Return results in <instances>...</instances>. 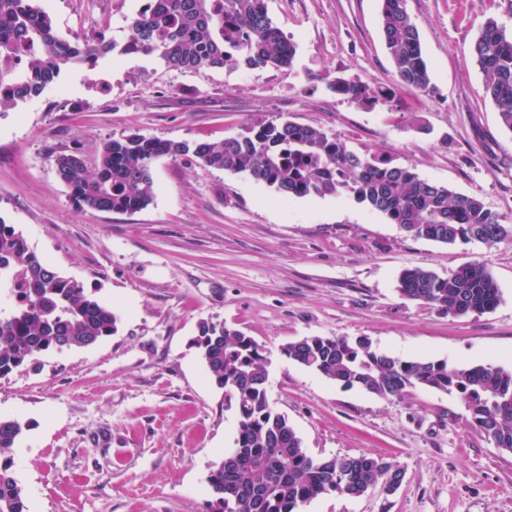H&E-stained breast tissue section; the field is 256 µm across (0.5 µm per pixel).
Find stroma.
<instances>
[{"label":"stroma","instance_id":"obj_1","mask_svg":"<svg viewBox=\"0 0 512 512\" xmlns=\"http://www.w3.org/2000/svg\"><path fill=\"white\" fill-rule=\"evenodd\" d=\"M34 3L65 39L120 43L138 0ZM404 4L430 74L423 92L395 85L381 0H265L296 46L290 67L180 71L109 56L0 111V219L120 316L97 344L0 378V415L27 425L14 470L30 512H209L208 476L234 446L237 417L192 345L206 319L266 349L270 401L312 455L374 454L404 471L395 493L325 495L302 512H512V451L477 431L457 396L412 389L385 400L280 353L308 336L365 337L393 356L511 369L512 240L417 239L352 194L286 199L190 154L154 163L147 208L88 211L53 169L58 154L91 162L131 134L219 142L289 120L478 196L512 225V131L473 56L487 18L512 34V0ZM339 76L394 95L353 104L331 91ZM473 262L497 282L494 309L454 316L398 291L403 269L445 276Z\"/></svg>","mask_w":512,"mask_h":512}]
</instances>
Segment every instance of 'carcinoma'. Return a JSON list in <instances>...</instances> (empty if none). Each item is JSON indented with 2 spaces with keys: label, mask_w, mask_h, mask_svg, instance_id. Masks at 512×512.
I'll list each match as a JSON object with an SVG mask.
<instances>
[{
  "label": "carcinoma",
  "mask_w": 512,
  "mask_h": 512,
  "mask_svg": "<svg viewBox=\"0 0 512 512\" xmlns=\"http://www.w3.org/2000/svg\"><path fill=\"white\" fill-rule=\"evenodd\" d=\"M382 30L397 86L428 89L430 76L419 31L404 0H382ZM133 47L177 70L203 65L256 70L291 65L295 46L269 16L264 0H153L152 12L131 24ZM129 50L103 37L70 41L32 0H0V109L41 95L72 65L93 64ZM484 89L502 124L512 130V38L492 18L474 44ZM336 94L373 107L393 91L338 77ZM193 154L199 164L244 174L284 197L353 194L415 238L443 244H495L512 237V226L475 196L420 178L380 155L347 149L320 129L291 121L267 122L248 134L191 145L133 134L103 144L94 166L77 153L58 154V179L84 208L134 213L155 197L152 167L162 157ZM14 296L0 307V377L59 347L82 348L117 332L119 315L85 288L67 280L30 250L26 239L0 218V284ZM400 294L455 316L491 310L499 288L480 262L446 276L408 268ZM193 345L224 401L237 412L234 448L211 471V512H300L329 493L352 498L376 485L393 492L402 470L379 456L319 459L303 447L288 418L268 397L269 360L252 337L222 322L204 320ZM289 361L344 388L383 399L424 388L459 396L472 425L498 447L512 451V369L490 363L459 368L445 360L405 359L380 352L366 338L310 336L285 345ZM25 426L0 416V512H30L13 470V449Z\"/></svg>",
  "instance_id": "1"
}]
</instances>
